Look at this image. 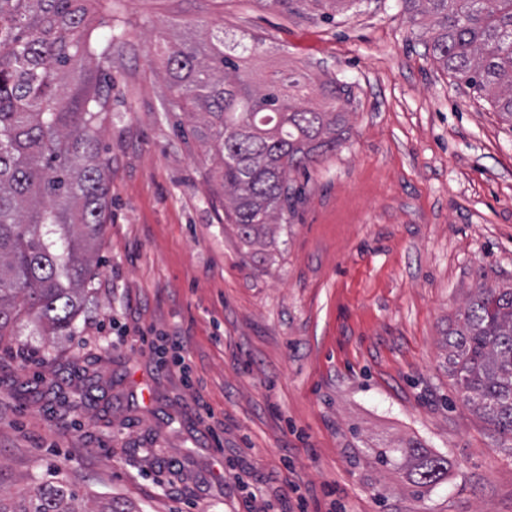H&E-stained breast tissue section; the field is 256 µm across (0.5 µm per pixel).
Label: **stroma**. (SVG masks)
Masks as SVG:
<instances>
[{"label":"stroma","mask_w":512,"mask_h":512,"mask_svg":"<svg viewBox=\"0 0 512 512\" xmlns=\"http://www.w3.org/2000/svg\"><path fill=\"white\" fill-rule=\"evenodd\" d=\"M111 219L71 336L0 344V474L133 512H512V434L463 405L444 342L472 288L512 285V122L427 53L402 0L323 21L265 0H120ZM263 39L256 80L351 89L335 151L273 235L224 223L169 111L157 39ZM179 333L188 378L149 342ZM447 458L423 489L374 448Z\"/></svg>","instance_id":"1"}]
</instances>
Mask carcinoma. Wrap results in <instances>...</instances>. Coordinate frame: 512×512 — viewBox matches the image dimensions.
Returning <instances> with one entry per match:
<instances>
[{"instance_id":"1","label":"carcinoma","mask_w":512,"mask_h":512,"mask_svg":"<svg viewBox=\"0 0 512 512\" xmlns=\"http://www.w3.org/2000/svg\"><path fill=\"white\" fill-rule=\"evenodd\" d=\"M96 0H0V342L24 323L50 336H71L82 312L110 220L112 157L101 152L99 130L112 112L103 82L112 78L116 36L92 37ZM283 10L310 4L323 20L355 0H264ZM414 22L432 18L425 42L435 60L473 96L512 121V0H403ZM259 42L219 39L207 47L168 45L165 70L171 111L202 115L192 133L206 146L208 180L219 184L224 221L241 238L266 234L294 211L307 171L339 144L350 98L345 84L319 86L329 106L295 105L275 82L257 89L241 69ZM93 59L95 67L84 62ZM445 347L464 405L501 434H512V288L471 292ZM383 467L412 464L411 482L437 483L448 461L418 443L379 448ZM0 468V512H131L114 498L83 509L80 488L31 479L8 497Z\"/></svg>"}]
</instances>
